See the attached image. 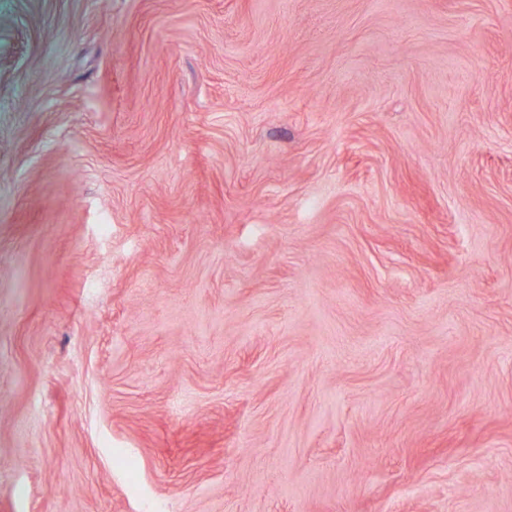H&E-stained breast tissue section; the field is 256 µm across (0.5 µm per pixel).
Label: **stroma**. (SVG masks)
I'll return each mask as SVG.
<instances>
[{
	"instance_id": "35a3bbf8",
	"label": "stroma",
	"mask_w": 512,
	"mask_h": 512,
	"mask_svg": "<svg viewBox=\"0 0 512 512\" xmlns=\"http://www.w3.org/2000/svg\"><path fill=\"white\" fill-rule=\"evenodd\" d=\"M0 512H512V0H0Z\"/></svg>"
}]
</instances>
